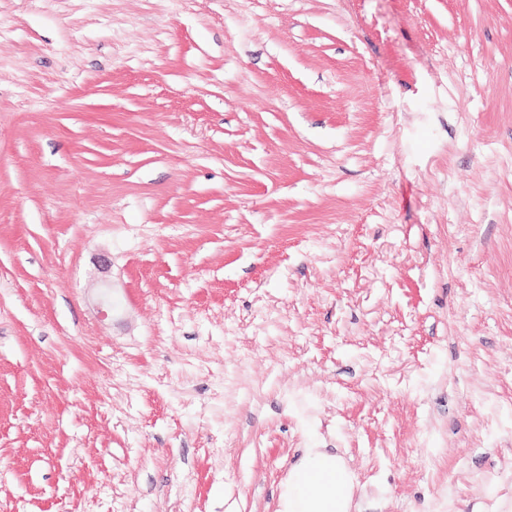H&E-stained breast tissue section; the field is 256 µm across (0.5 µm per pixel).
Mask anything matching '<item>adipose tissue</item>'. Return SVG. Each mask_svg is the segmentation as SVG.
Wrapping results in <instances>:
<instances>
[{"label":"adipose tissue","instance_id":"adipose-tissue-1","mask_svg":"<svg viewBox=\"0 0 512 512\" xmlns=\"http://www.w3.org/2000/svg\"><path fill=\"white\" fill-rule=\"evenodd\" d=\"M345 471L319 449H309L306 462L295 468L283 495L285 512H348L341 493Z\"/></svg>","mask_w":512,"mask_h":512}]
</instances>
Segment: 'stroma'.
I'll return each mask as SVG.
<instances>
[{"label": "stroma", "instance_id": "1", "mask_svg": "<svg viewBox=\"0 0 512 512\" xmlns=\"http://www.w3.org/2000/svg\"><path fill=\"white\" fill-rule=\"evenodd\" d=\"M311 448L512 512V0H0V512H279Z\"/></svg>", "mask_w": 512, "mask_h": 512}]
</instances>
